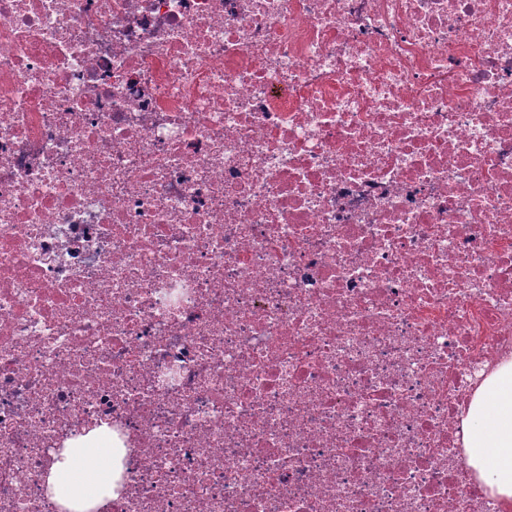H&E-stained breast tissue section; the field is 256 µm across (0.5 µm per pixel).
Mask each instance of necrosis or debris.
Listing matches in <instances>:
<instances>
[{
    "label": "necrosis or debris",
    "instance_id": "1",
    "mask_svg": "<svg viewBox=\"0 0 512 512\" xmlns=\"http://www.w3.org/2000/svg\"><path fill=\"white\" fill-rule=\"evenodd\" d=\"M512 0H0V512H506ZM463 423L470 463L489 495L512 507V362L484 381ZM123 448H112L104 427L71 441L50 466L47 484L54 500L69 512H89L112 498L113 458Z\"/></svg>",
    "mask_w": 512,
    "mask_h": 512
}]
</instances>
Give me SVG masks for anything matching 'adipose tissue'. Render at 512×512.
<instances>
[{
	"label": "adipose tissue",
	"instance_id": "obj_1",
	"mask_svg": "<svg viewBox=\"0 0 512 512\" xmlns=\"http://www.w3.org/2000/svg\"><path fill=\"white\" fill-rule=\"evenodd\" d=\"M463 423L469 461L489 495L512 504V362L484 381ZM121 454L102 427L60 451L47 484L64 512H93L112 497L113 460Z\"/></svg>",
	"mask_w": 512,
	"mask_h": 512
}]
</instances>
